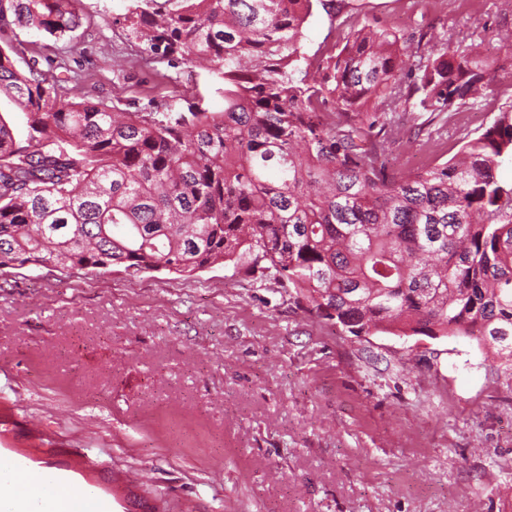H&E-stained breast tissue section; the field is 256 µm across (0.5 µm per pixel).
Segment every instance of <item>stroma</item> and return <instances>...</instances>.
I'll return each instance as SVG.
<instances>
[{
    "mask_svg": "<svg viewBox=\"0 0 512 512\" xmlns=\"http://www.w3.org/2000/svg\"><path fill=\"white\" fill-rule=\"evenodd\" d=\"M408 42L483 31L512 82V0H348ZM132 0H82V54L53 74L122 110L201 98L204 62L155 57L126 32ZM22 40L18 68L61 56ZM0 464L62 475L109 512L132 478L157 512H512V373L475 339H356L262 276L252 257L191 277L117 268L0 270Z\"/></svg>",
    "mask_w": 512,
    "mask_h": 512,
    "instance_id": "1",
    "label": "stroma"
}]
</instances>
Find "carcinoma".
Listing matches in <instances>:
<instances>
[{
    "label": "carcinoma",
    "instance_id": "1",
    "mask_svg": "<svg viewBox=\"0 0 512 512\" xmlns=\"http://www.w3.org/2000/svg\"><path fill=\"white\" fill-rule=\"evenodd\" d=\"M80 2L0 0V30L61 39ZM319 8L342 30L314 64ZM125 20L145 50L215 65L224 110L78 101L15 67L23 42L0 47L26 129L0 114V269L193 275L248 254L352 336H468L512 371V83L466 37L422 30L409 51L335 0H133ZM408 112L434 149L400 174L386 149ZM328 27L329 21L326 14L321 9L316 10L304 29L303 45L307 54L311 55L319 43L324 40L328 34Z\"/></svg>",
    "mask_w": 512,
    "mask_h": 512
}]
</instances>
